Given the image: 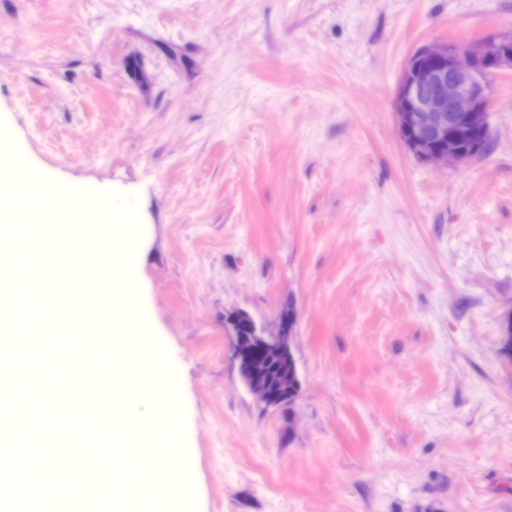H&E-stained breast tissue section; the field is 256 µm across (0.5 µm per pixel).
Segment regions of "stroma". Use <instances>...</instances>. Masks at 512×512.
I'll return each mask as SVG.
<instances>
[{"label": "stroma", "mask_w": 512, "mask_h": 512, "mask_svg": "<svg viewBox=\"0 0 512 512\" xmlns=\"http://www.w3.org/2000/svg\"><path fill=\"white\" fill-rule=\"evenodd\" d=\"M512 33V0H0V146L118 199L137 333L180 362L177 512H512V70L460 168L401 143L411 53ZM293 314L292 409L231 319ZM235 316L246 318L252 326V336L245 339L239 336L235 322L232 319L235 331L234 353L242 380L260 402L267 406L285 407L282 404L281 396L272 394L267 388L253 355L257 350L278 355L283 360L282 376L285 385L288 387V378L289 380H298L289 347L287 327L282 325L277 333L266 334L265 330L258 328L247 314L239 313Z\"/></svg>", "instance_id": "1"}]
</instances>
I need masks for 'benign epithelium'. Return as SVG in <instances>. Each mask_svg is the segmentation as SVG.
I'll return each instance as SVG.
<instances>
[{
  "instance_id": "obj_1",
  "label": "benign epithelium",
  "mask_w": 512,
  "mask_h": 512,
  "mask_svg": "<svg viewBox=\"0 0 512 512\" xmlns=\"http://www.w3.org/2000/svg\"><path fill=\"white\" fill-rule=\"evenodd\" d=\"M512 69V35L464 45L432 42L409 58L398 83L394 109L405 147L423 162L465 166L491 139L492 81ZM260 350L282 358L283 381L298 379L286 326L266 333L252 325V336H235L240 376L267 406H282L267 388L254 358Z\"/></svg>"
}]
</instances>
